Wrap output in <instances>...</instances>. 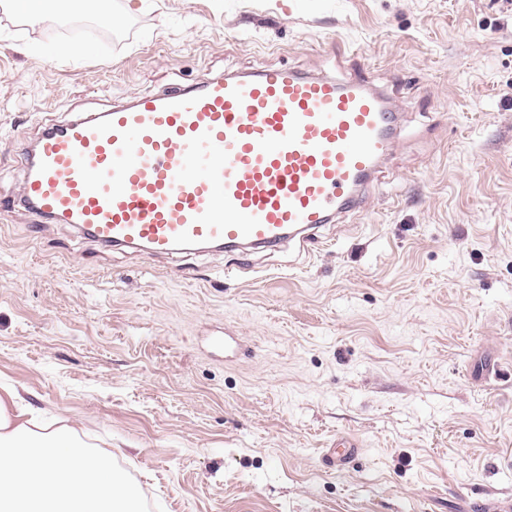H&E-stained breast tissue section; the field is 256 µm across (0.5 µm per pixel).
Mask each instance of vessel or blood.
I'll return each mask as SVG.
<instances>
[{
  "label": "vessel or blood",
  "mask_w": 512,
  "mask_h": 512,
  "mask_svg": "<svg viewBox=\"0 0 512 512\" xmlns=\"http://www.w3.org/2000/svg\"><path fill=\"white\" fill-rule=\"evenodd\" d=\"M396 107L370 81L291 67L229 73L46 126L14 204L147 256L307 247L394 149ZM360 453L337 438L322 461Z\"/></svg>",
  "instance_id": "obj_1"
}]
</instances>
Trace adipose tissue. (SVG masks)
Masks as SVG:
<instances>
[{
  "label": "adipose tissue",
  "mask_w": 512,
  "mask_h": 512,
  "mask_svg": "<svg viewBox=\"0 0 512 512\" xmlns=\"http://www.w3.org/2000/svg\"><path fill=\"white\" fill-rule=\"evenodd\" d=\"M36 427L0 397V512H141L138 488L72 426Z\"/></svg>",
  "instance_id": "ef3b65f1"
}]
</instances>
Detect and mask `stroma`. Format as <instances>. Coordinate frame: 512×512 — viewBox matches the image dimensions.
<instances>
[{
  "mask_svg": "<svg viewBox=\"0 0 512 512\" xmlns=\"http://www.w3.org/2000/svg\"><path fill=\"white\" fill-rule=\"evenodd\" d=\"M0 0V195L46 124L206 76L364 77L401 114L309 251L106 250L0 221V392L74 426L142 512H466L512 498V0ZM356 440L354 466L320 458Z\"/></svg>",
  "mask_w": 512,
  "mask_h": 512,
  "instance_id": "1",
  "label": "stroma"
}]
</instances>
